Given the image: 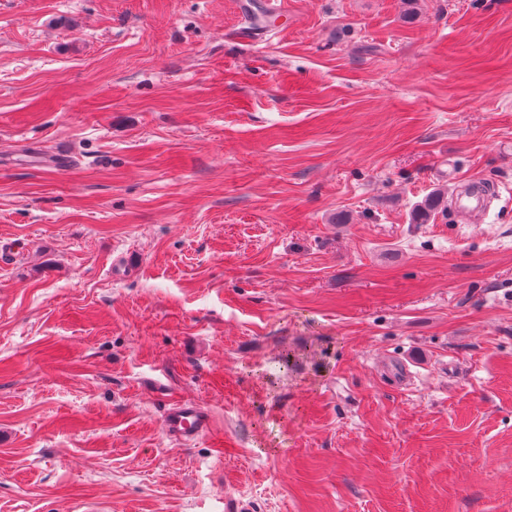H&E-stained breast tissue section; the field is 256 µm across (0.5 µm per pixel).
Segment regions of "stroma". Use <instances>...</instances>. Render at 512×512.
Segmentation results:
<instances>
[{"label": "stroma", "instance_id": "stroma-1", "mask_svg": "<svg viewBox=\"0 0 512 512\" xmlns=\"http://www.w3.org/2000/svg\"><path fill=\"white\" fill-rule=\"evenodd\" d=\"M261 2L0 0V512H512V0ZM490 194L481 191H474L473 188L464 191L455 202L456 208L473 217H481L484 215ZM163 428L167 436L183 445H190L210 433L208 411L196 401L177 399L163 414Z\"/></svg>", "mask_w": 512, "mask_h": 512}]
</instances>
